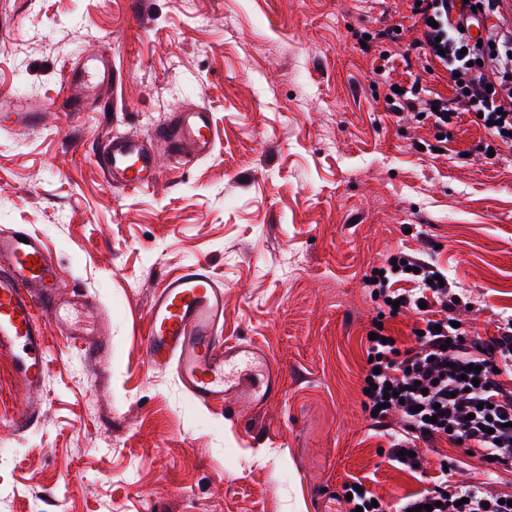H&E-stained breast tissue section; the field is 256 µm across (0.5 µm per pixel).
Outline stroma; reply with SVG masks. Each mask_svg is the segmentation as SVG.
<instances>
[{
    "label": "stroma",
    "mask_w": 512,
    "mask_h": 512,
    "mask_svg": "<svg viewBox=\"0 0 512 512\" xmlns=\"http://www.w3.org/2000/svg\"><path fill=\"white\" fill-rule=\"evenodd\" d=\"M413 0H0V91L43 101V126L0 130V227L37 234L79 291L80 327L107 328L91 358L45 321L43 413L0 355V512H339L361 480L391 503L482 466L447 442L424 469L388 463L361 407L366 336L380 308L364 280L405 252L435 265L469 305L474 336L512 317V160H489L462 115L438 151L429 121L398 120L388 87L419 79L453 97L419 57ZM370 33L368 46L359 36ZM112 58L113 81L80 113L68 66ZM206 106L211 155L159 182L112 188L103 138L152 141L177 111ZM204 262L224 285V337L284 370L266 404H194L148 367L153 295Z\"/></svg>",
    "instance_id": "35a3bbf8"
}]
</instances>
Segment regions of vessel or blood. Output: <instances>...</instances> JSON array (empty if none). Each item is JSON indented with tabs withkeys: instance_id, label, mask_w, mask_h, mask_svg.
Masks as SVG:
<instances>
[{
	"instance_id": "obj_1",
	"label": "vessel or blood",
	"mask_w": 512,
	"mask_h": 512,
	"mask_svg": "<svg viewBox=\"0 0 512 512\" xmlns=\"http://www.w3.org/2000/svg\"><path fill=\"white\" fill-rule=\"evenodd\" d=\"M67 80L90 86L112 82L110 59L99 55L71 67ZM37 111L22 99L0 107V127L32 126ZM219 137L213 115L199 106L174 113L156 138L179 167L212 152ZM96 164L110 185L136 190L155 185L161 170L156 156L138 138L108 136ZM59 295L58 269L42 239L23 228L0 229V354L8 355L27 393L41 390L46 372L42 318L68 331ZM142 347L151 369L172 372L200 406L218 400L245 410L266 403L279 391L281 366L249 343L224 339V286L198 262L169 277L147 313Z\"/></svg>"
}]
</instances>
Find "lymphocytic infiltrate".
I'll return each mask as SVG.
<instances>
[{
	"label": "lymphocytic infiltrate",
	"instance_id": "f902f5d3",
	"mask_svg": "<svg viewBox=\"0 0 512 512\" xmlns=\"http://www.w3.org/2000/svg\"><path fill=\"white\" fill-rule=\"evenodd\" d=\"M506 9L505 0H467L458 9L451 0H419L413 9L420 25L416 48L446 72L459 74L461 83L448 99L413 81L392 93V113L430 116L443 137L462 114H477L488 132L483 150L498 159L512 153V26L502 21ZM478 21L486 22L485 35L469 41L465 31ZM438 273L408 254L374 270L378 301L394 300L400 309L419 313L421 326L408 347L385 327L368 341L371 361L363 381L372 390L361 406L374 429L386 433L393 466L413 470L425 450L445 440L478 454L485 478L453 485L442 474L432 488L395 505L374 501L370 490L349 484L343 512H415L425 505L432 512H512L486 488L487 479L512 472V319L487 339L456 327L460 298L436 283ZM393 280L399 289H389Z\"/></svg>",
	"mask_w": 512,
	"mask_h": 512
}]
</instances>
